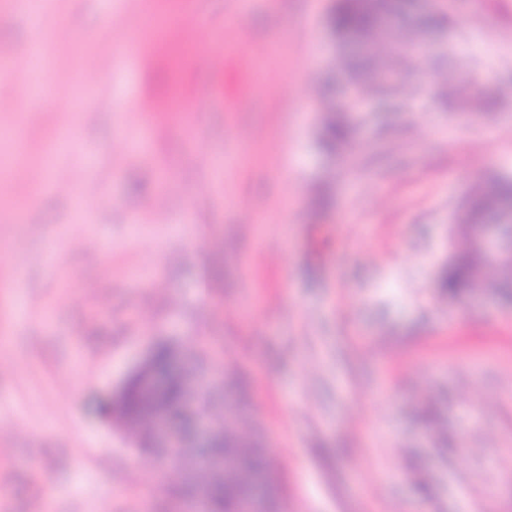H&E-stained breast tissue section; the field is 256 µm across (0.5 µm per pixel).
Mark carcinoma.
Returning <instances> with one entry per match:
<instances>
[{"mask_svg":"<svg viewBox=\"0 0 512 512\" xmlns=\"http://www.w3.org/2000/svg\"><path fill=\"white\" fill-rule=\"evenodd\" d=\"M404 12L400 0H391L385 7V15L376 16L372 0H336L331 15V25L340 38H360L365 43L364 53L359 57L340 58L337 68L353 76H365L358 86V92L366 98H389L410 94L414 88L397 80V75L408 68L417 53L416 31L411 27L398 32L395 16ZM441 94L448 97L458 112H488L491 103L479 100L471 93L469 85L458 74L450 70L439 84ZM324 111L329 113L324 123V136L332 146L342 145L348 138L349 122L346 112L350 108L332 102L325 103ZM512 199V183L505 180H491L472 187L457 215L461 224H471L488 217H501L503 207ZM476 247L465 235L463 247L458 252V261L441 269L438 288L450 297H459L475 290L500 289L512 274L504 272L489 262L479 269L473 268ZM192 397V391L179 381L172 382L167 391L158 395L154 408L170 420L182 415L185 401ZM115 411L126 426L138 437L139 442L148 441L153 429L150 412L146 411L138 385L133 383L125 393ZM224 416L235 423L250 424L246 435L224 427V462L227 470L238 478L224 479L212 474L207 458L212 449L200 452L194 448H176L174 453L189 458L193 469L205 477L202 493L198 495V512H237L242 483L256 471H270L266 448L261 444L260 425L254 419L248 399L241 396L224 404Z\"/></svg>","mask_w":512,"mask_h":512,"instance_id":"carcinoma-1","label":"carcinoma"}]
</instances>
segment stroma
Instances as JSON below:
<instances>
[{
  "label": "stroma",
  "instance_id": "stroma-1",
  "mask_svg": "<svg viewBox=\"0 0 512 512\" xmlns=\"http://www.w3.org/2000/svg\"><path fill=\"white\" fill-rule=\"evenodd\" d=\"M334 3L195 0L174 43L215 73L146 41L181 0H56L0 134V512H190L182 460L97 410L160 341L213 421L246 381L288 512H512V300L437 286L466 190L512 179V96L462 115L437 84L502 91L512 0H411L416 91L351 113L341 153L314 98L351 93ZM32 35L0 9V64ZM128 62L129 56L126 52L121 48H117L105 58L83 61L81 67L85 76L100 83L111 76L113 71L125 66Z\"/></svg>",
  "mask_w": 512,
  "mask_h": 512
}]
</instances>
